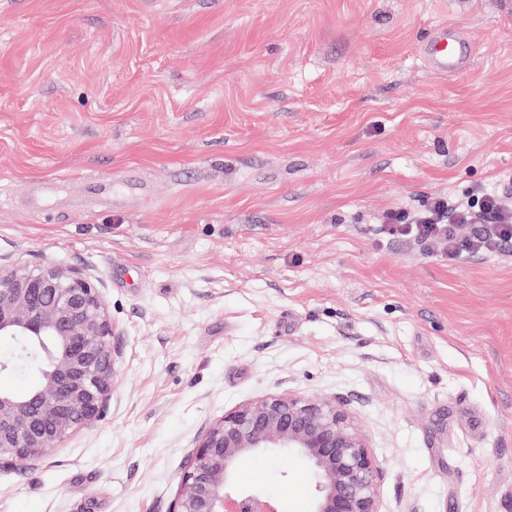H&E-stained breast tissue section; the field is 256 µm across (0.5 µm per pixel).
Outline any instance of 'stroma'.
<instances>
[{
	"instance_id": "1",
	"label": "stroma",
	"mask_w": 512,
	"mask_h": 512,
	"mask_svg": "<svg viewBox=\"0 0 512 512\" xmlns=\"http://www.w3.org/2000/svg\"><path fill=\"white\" fill-rule=\"evenodd\" d=\"M477 188L512 206V0H0V257L84 271L117 332L103 420L0 470V512H171L283 389L358 414L383 512H512V246L380 222ZM238 480L309 510L304 465ZM470 44L456 26L441 28L426 52V59L437 69L455 74L469 63Z\"/></svg>"
}]
</instances>
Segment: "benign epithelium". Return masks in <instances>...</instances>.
Masks as SVG:
<instances>
[{"mask_svg":"<svg viewBox=\"0 0 512 512\" xmlns=\"http://www.w3.org/2000/svg\"><path fill=\"white\" fill-rule=\"evenodd\" d=\"M115 328L94 280L74 268L0 264V372L27 359L37 385L0 389V468L35 466L49 449L98 422L115 379ZM357 414L334 398L289 389L239 404L194 447L172 512H279L263 491L241 485L237 468L274 455L308 467L311 512H381L379 470Z\"/></svg>","mask_w":512,"mask_h":512,"instance_id":"7a95c632","label":"benign epithelium"}]
</instances>
